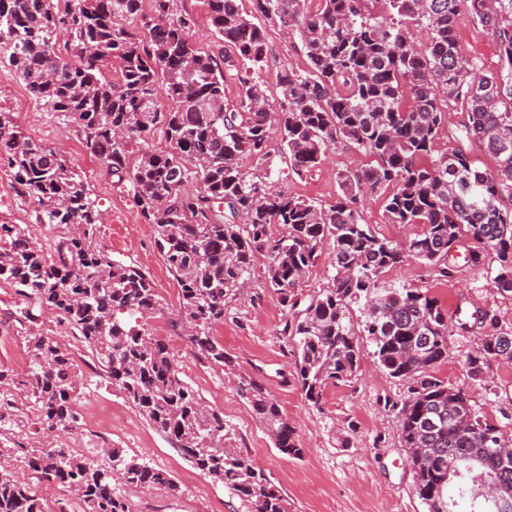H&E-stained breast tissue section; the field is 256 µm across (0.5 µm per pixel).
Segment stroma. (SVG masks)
Returning a JSON list of instances; mask_svg holds the SVG:
<instances>
[{"instance_id": "obj_1", "label": "stroma", "mask_w": 512, "mask_h": 512, "mask_svg": "<svg viewBox=\"0 0 512 512\" xmlns=\"http://www.w3.org/2000/svg\"><path fill=\"white\" fill-rule=\"evenodd\" d=\"M463 53L484 69L497 65L498 50L491 34L462 20L458 28ZM269 67L265 73L270 98H277V70L290 65L301 69L304 56L293 46L286 31H268ZM0 110L12 113L23 133L65 155L99 201L106 220L100 224L98 240L114 258L140 266L151 277L161 309L149 319L147 328L168 346L181 377L201 400L233 425L241 449L258 462L275 484L288 496L294 512H426L413 492V474L403 450L394 420L382 411L377 398L398 392L399 385L373 363L364 359L356 384L328 386L321 408L304 399L298 385L294 359L279 336L285 312L275 294L267 292L261 279H254L251 292L232 304L233 315L213 329L215 338L235 361V371L211 364L192 348L183 324L180 287L166 267L154 244L150 224L135 207L127 192L113 187L105 168L83 147L75 129L56 115L46 112L29 96L22 79L9 66L0 64ZM363 155L337 147L321 164L296 175L286 163L266 171L264 164L250 159L245 169L251 174L269 175L289 195L327 204L338 192L341 171L365 164ZM12 171L0 164V224L27 227L43 248H50L61 228L35 221L34 206L19 195ZM388 284L429 290L448 309L449 320L469 316L474 307L490 308L499 322L512 326V302L502 299L486 274L458 261L457 271L448 281H437L426 265L410 260L384 275ZM261 301H252V293ZM27 299L10 283L0 281V365L24 376L27 368L26 341L31 333L53 338L68 349L78 380L77 421L68 430L43 424L27 389L0 387V447L12 449L17 477L43 497L49 512H82L75 497L61 486L38 480L25 460L44 448L65 446L73 452L98 458L101 448H121L128 455L166 471L176 482L177 492L157 487H130L116 484L132 512H246L240 501L223 485L203 475L170 439L157 432L125 399L122 391L107 379L98 362L77 340L72 329L52 313H43L37 322L24 319ZM472 337L451 336V355L436 370L438 377L463 388L487 417L499 418L500 408L512 407V364L494 368L497 394L485 393L466 375L464 357L472 347ZM248 374L263 379L283 414L296 430L301 458L283 455L268 431L258 422L250 405L241 396L236 380ZM124 415L113 421L106 436H98L95 422L110 406ZM384 442H377V435Z\"/></svg>"}]
</instances>
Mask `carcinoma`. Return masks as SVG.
<instances>
[{
    "instance_id": "carcinoma-1",
    "label": "carcinoma",
    "mask_w": 512,
    "mask_h": 512,
    "mask_svg": "<svg viewBox=\"0 0 512 512\" xmlns=\"http://www.w3.org/2000/svg\"><path fill=\"white\" fill-rule=\"evenodd\" d=\"M205 2L217 53L198 44L196 18L177 11L176 0H149L147 10L143 0H0V64L16 70L37 104L76 128L153 226L155 246L180 286V318L195 350L235 369L212 330L249 281L262 277L285 310L279 336L291 347L310 405L321 408L328 385L353 383L371 356L403 387L378 403L394 414L401 446L421 450L411 465L427 512H453L448 461L474 457L478 467L453 477L472 495L481 476L494 477L506 507L488 512H512V454L506 463L501 458V449H512V432L436 376L450 357L448 312L431 293L383 279L415 259L446 281L453 274L448 256L467 238L472 266L481 269L494 255L492 281L512 300V0H323L315 14L306 0H252L258 23L238 0ZM464 14L496 42V69L484 71L461 53ZM269 27L296 36L307 59L304 69L280 67L275 102L263 78ZM60 31L72 38L73 61L57 49ZM229 79L239 86L234 105L224 101ZM457 106L466 113L460 137L491 154L496 171L476 166L462 147L434 151L446 112ZM157 130L170 149L149 147ZM275 137L298 175L339 144L368 162L341 173L336 199L316 205L243 169L247 158L272 163ZM0 161L34 204L37 223L65 226L57 258L49 260L25 228L0 224V280L56 312L131 406L248 512H291L288 497L236 444L224 415L206 410L180 377L167 345L132 324L156 313L155 288L139 267L99 244L102 213L82 176L2 111ZM388 189L387 222L421 224V233L393 241L365 223L363 198ZM326 246L328 285L302 299V278ZM470 318L457 321V331L482 325L485 332L464 368L492 393L493 366L512 363V327L499 326L489 310ZM362 336L373 350H364ZM27 355L19 384L43 422L67 427L75 420L70 354L34 333ZM240 390L275 447L300 458L295 430L263 381L244 376ZM106 453L108 462L100 463L51 448L28 466L69 489L83 512H130L113 489L115 469L125 485L177 490L168 473L123 449ZM0 512H45L44 499L1 465Z\"/></svg>"
}]
</instances>
